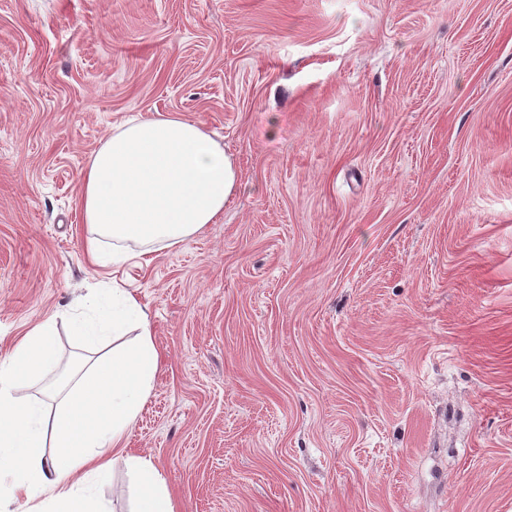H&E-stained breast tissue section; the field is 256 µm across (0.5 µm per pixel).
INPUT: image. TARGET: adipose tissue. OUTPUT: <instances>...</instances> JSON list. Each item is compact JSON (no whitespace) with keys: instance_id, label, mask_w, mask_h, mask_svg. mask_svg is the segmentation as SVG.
<instances>
[{"instance_id":"1","label":"adipose tissue","mask_w":512,"mask_h":512,"mask_svg":"<svg viewBox=\"0 0 512 512\" xmlns=\"http://www.w3.org/2000/svg\"><path fill=\"white\" fill-rule=\"evenodd\" d=\"M239 181L235 160L196 122L170 115L137 116L112 129L81 172L79 207L98 258L103 240L113 254L132 250L139 264L155 246H173L217 223ZM54 319L14 345L0 374V469L12 492L35 512H106L99 481L111 459H126L137 490L132 512H175L172 495L151 459L129 454L124 441L151 393L159 357L147 307L115 285L98 289L71 332L95 345L120 340L111 356L71 378L59 405L23 400L56 354Z\"/></svg>"}]
</instances>
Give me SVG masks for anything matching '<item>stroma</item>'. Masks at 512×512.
Here are the masks:
<instances>
[{"instance_id": "obj_1", "label": "stroma", "mask_w": 512, "mask_h": 512, "mask_svg": "<svg viewBox=\"0 0 512 512\" xmlns=\"http://www.w3.org/2000/svg\"><path fill=\"white\" fill-rule=\"evenodd\" d=\"M176 114L240 169L149 265L99 260L80 174ZM147 305L127 435L176 512H512V0H0V361L56 316L39 394Z\"/></svg>"}]
</instances>
